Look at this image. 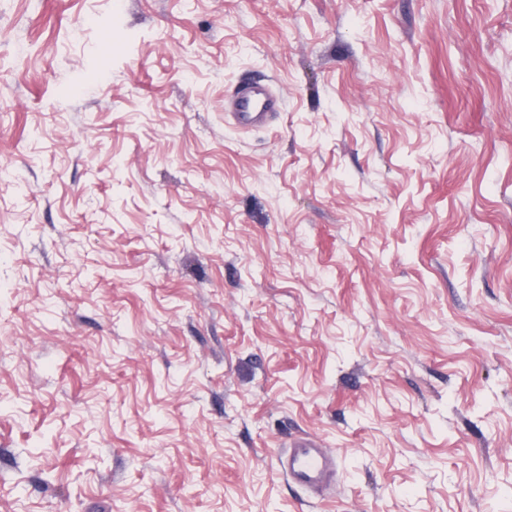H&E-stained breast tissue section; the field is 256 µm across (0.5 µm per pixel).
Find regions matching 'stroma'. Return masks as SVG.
Returning a JSON list of instances; mask_svg holds the SVG:
<instances>
[{
	"label": "stroma",
	"instance_id": "stroma-1",
	"mask_svg": "<svg viewBox=\"0 0 512 512\" xmlns=\"http://www.w3.org/2000/svg\"><path fill=\"white\" fill-rule=\"evenodd\" d=\"M0 170V512H512V0H0ZM282 109L281 97L273 94L268 86L245 85L236 92L233 111L228 112L229 123L235 129L246 132L264 125ZM283 470L288 482L319 491L336 477V459L330 448H319L316 440L302 438L288 448Z\"/></svg>",
	"mask_w": 512,
	"mask_h": 512
}]
</instances>
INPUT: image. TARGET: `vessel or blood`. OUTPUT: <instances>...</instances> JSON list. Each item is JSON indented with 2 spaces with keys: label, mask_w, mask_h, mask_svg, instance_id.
<instances>
[{
  "label": "vessel or blood",
  "mask_w": 512,
  "mask_h": 512,
  "mask_svg": "<svg viewBox=\"0 0 512 512\" xmlns=\"http://www.w3.org/2000/svg\"><path fill=\"white\" fill-rule=\"evenodd\" d=\"M283 101L268 86L252 84L241 87L229 114L230 124L247 131L264 125L281 112ZM288 482L319 491L336 476V459L330 449L319 447L316 440L303 438L291 445L283 467Z\"/></svg>",
  "instance_id": "obj_1"
}]
</instances>
